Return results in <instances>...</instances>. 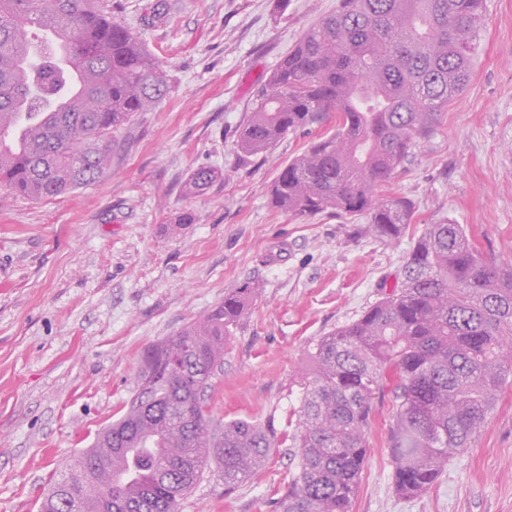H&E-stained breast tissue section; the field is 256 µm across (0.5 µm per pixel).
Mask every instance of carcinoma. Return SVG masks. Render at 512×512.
I'll return each instance as SVG.
<instances>
[{
    "label": "carcinoma",
    "instance_id": "cac0c4a2",
    "mask_svg": "<svg viewBox=\"0 0 512 512\" xmlns=\"http://www.w3.org/2000/svg\"><path fill=\"white\" fill-rule=\"evenodd\" d=\"M485 2L340 0L308 28L238 131L251 157L289 132L332 125L280 171L271 206L300 217L363 215L373 234L399 242L413 206L382 187L466 90ZM44 20L69 31V63L37 33ZM168 90L138 33L94 0H0V125L18 120L22 131L0 138V186L44 200L95 184L112 163L114 133ZM74 97L77 111H62ZM220 178L197 169L185 191ZM257 293L251 282L228 289L224 302L145 350L138 393L99 434L95 460H77L84 485L64 501L47 494L41 512H101L103 490L115 512H178L210 462L229 490L268 465L280 447L273 428L216 422L197 399ZM312 361L292 436L297 470L279 512H350L373 395L385 389L395 406V490L422 493L485 428L512 374V272L462 225L430 224L406 252L401 286L321 337Z\"/></svg>",
    "mask_w": 512,
    "mask_h": 512
}]
</instances>
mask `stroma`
<instances>
[{"mask_svg":"<svg viewBox=\"0 0 512 512\" xmlns=\"http://www.w3.org/2000/svg\"><path fill=\"white\" fill-rule=\"evenodd\" d=\"M167 68L165 99L115 137L98 183L51 200L0 192V512H40L133 396L142 355L255 281L211 380L214 419H254L282 441L232 490L218 469L180 512H278L298 458L291 437L321 336L401 282L427 225L453 221L484 256L512 266V0H486L467 90L409 153L391 193L415 214L397 244L363 217L280 212L267 191L320 128L243 157L238 129L288 51L339 0H98ZM201 167L224 178L199 196ZM193 223L170 233L166 221ZM390 393L373 400L368 458L350 512H512V385L470 447L412 498L393 484ZM220 178L221 174L212 168L197 169L187 180L185 191L191 195L202 193Z\"/></svg>","mask_w":512,"mask_h":512,"instance_id":"35a3bbf8","label":"stroma"}]
</instances>
